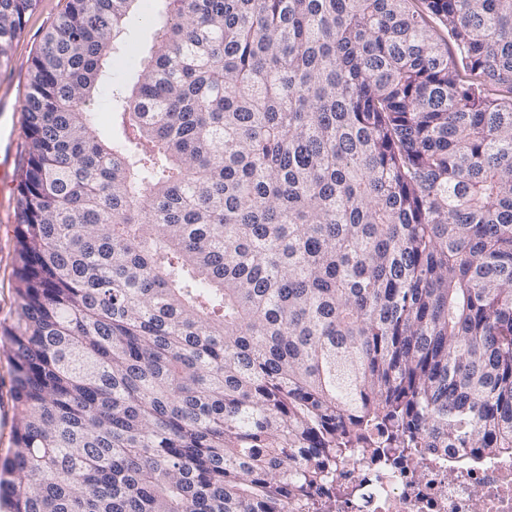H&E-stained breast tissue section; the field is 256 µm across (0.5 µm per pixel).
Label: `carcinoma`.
<instances>
[{
	"label": "carcinoma",
	"mask_w": 512,
	"mask_h": 512,
	"mask_svg": "<svg viewBox=\"0 0 512 512\" xmlns=\"http://www.w3.org/2000/svg\"><path fill=\"white\" fill-rule=\"evenodd\" d=\"M135 2L31 61L9 512H322L354 448L512 455V0H163L106 130Z\"/></svg>",
	"instance_id": "obj_1"
}]
</instances>
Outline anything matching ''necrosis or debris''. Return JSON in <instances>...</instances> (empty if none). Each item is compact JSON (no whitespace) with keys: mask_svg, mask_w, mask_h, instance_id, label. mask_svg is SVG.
Here are the masks:
<instances>
[{"mask_svg":"<svg viewBox=\"0 0 512 512\" xmlns=\"http://www.w3.org/2000/svg\"><path fill=\"white\" fill-rule=\"evenodd\" d=\"M330 481L333 512H512V455L469 462L442 448L365 462L353 454Z\"/></svg>","mask_w":512,"mask_h":512,"instance_id":"1","label":"necrosis or debris"}]
</instances>
